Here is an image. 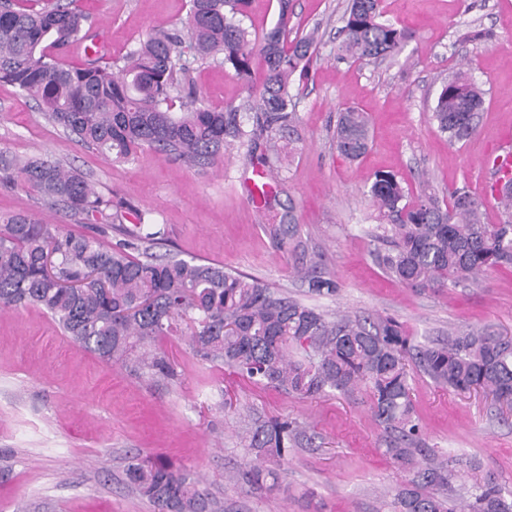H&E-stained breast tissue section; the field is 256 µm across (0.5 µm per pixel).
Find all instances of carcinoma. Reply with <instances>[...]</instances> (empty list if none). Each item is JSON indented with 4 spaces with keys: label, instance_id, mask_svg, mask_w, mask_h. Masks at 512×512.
I'll return each instance as SVG.
<instances>
[{
    "label": "carcinoma",
    "instance_id": "carcinoma-1",
    "mask_svg": "<svg viewBox=\"0 0 512 512\" xmlns=\"http://www.w3.org/2000/svg\"><path fill=\"white\" fill-rule=\"evenodd\" d=\"M381 0H350L338 33L336 59L351 64L399 54L409 35L382 19ZM247 0H191L187 39L159 30L122 66H76L63 53L81 38L88 17L73 0H0V80L32 99L54 125L114 162L145 148L206 169L222 163L227 148L263 137L265 163H281L279 142L299 140L292 77L308 75L316 32L294 38L291 0H279L275 24L257 36L242 24ZM198 60H222L247 87L246 100L221 108L182 95L176 62L185 51ZM264 62L255 75L254 56ZM485 91L458 68L443 81L431 120L449 141L476 131ZM258 113L248 128L244 112ZM337 152L357 161L369 150L367 113L337 112ZM20 177L52 208L94 221L118 219L76 169L57 161L20 158L0 150V182ZM497 206L501 224L483 220L485 203L458 188L443 202L421 189L415 196L391 173L375 175L370 196L390 223L378 254L385 274L420 291L443 290L512 265V173L502 176ZM272 239L295 257L306 293L335 297L340 284L320 270L321 254L298 237L296 224H270ZM123 239L66 232L27 212L0 215V311L44 310L69 340L106 362L121 364L152 385L178 380L165 340L183 335L195 355L260 389L298 398L365 392L369 410L386 431L381 453L405 474L393 512H512L498 475L472 479L466 495L453 481L464 476L445 454L427 446L411 399L410 369L455 392L481 390L512 405V337L488 328L453 330L431 344H416L389 316L328 312L215 263L135 256L161 231L119 226ZM246 462L229 476L243 490L271 491L282 483L290 449L307 437L300 422L238 411ZM128 484L153 512H227L190 470L141 452L127 457Z\"/></svg>",
    "mask_w": 512,
    "mask_h": 512
}]
</instances>
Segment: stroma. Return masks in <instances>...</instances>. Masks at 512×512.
Returning a JSON list of instances; mask_svg holds the SVG:
<instances>
[{
    "instance_id": "1",
    "label": "stroma",
    "mask_w": 512,
    "mask_h": 512,
    "mask_svg": "<svg viewBox=\"0 0 512 512\" xmlns=\"http://www.w3.org/2000/svg\"><path fill=\"white\" fill-rule=\"evenodd\" d=\"M349 0H292L293 22L317 29L318 56L308 80L294 83L301 139L278 175L269 201L255 205L251 185L264 170V140L229 149L223 165L200 170L152 150L127 162L50 123L13 85L0 81V149L41 155L71 166L95 186L121 224L163 229L149 252L160 258L223 265L295 298L305 287L294 259L267 227L294 221L338 296L323 309L396 318L406 335L425 341L459 327H488L512 336V267L475 283L419 291L387 276L371 235L382 219L369 196L374 175L395 173L410 192L428 181L439 195L467 186L486 202L488 223L503 217L486 190L488 169L512 137V0H382L385 19L409 35L397 57L363 64L336 58ZM89 17L87 36L66 62L96 57L123 63L155 29H183L189 0H77ZM486 34L464 40L469 31ZM486 92L476 133L449 142L430 120L441 82L459 62ZM178 76L204 103L239 104L246 86L222 63L184 57ZM367 112L373 143L357 162L340 156L332 135L339 108ZM28 212L91 234L82 216L50 208L16 181L0 184V213ZM180 380L154 387L73 344L35 307L0 313V512H151L126 483L127 457L142 451L196 471L238 512H390L403 475L382 455V426L363 394L298 399L262 390L197 359L186 339L168 342ZM413 399L429 447L479 461L512 491V415L491 400L438 387L412 375ZM269 415L312 426L311 442L292 448L280 489L242 493L225 478L245 460L224 391Z\"/></svg>"
}]
</instances>
